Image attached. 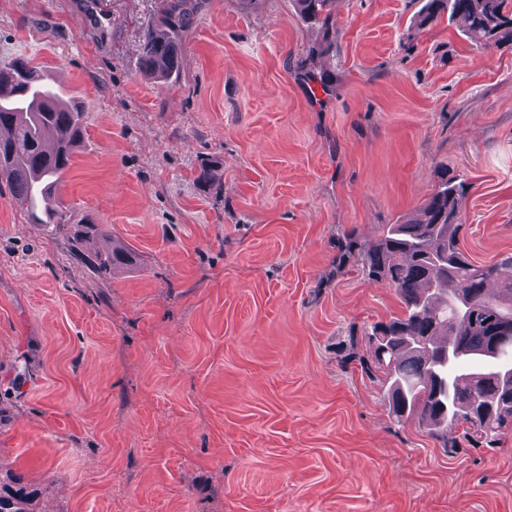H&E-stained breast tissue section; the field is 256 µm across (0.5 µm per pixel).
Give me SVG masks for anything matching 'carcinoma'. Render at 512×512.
I'll use <instances>...</instances> for the list:
<instances>
[{"label":"carcinoma","mask_w":512,"mask_h":512,"mask_svg":"<svg viewBox=\"0 0 512 512\" xmlns=\"http://www.w3.org/2000/svg\"><path fill=\"white\" fill-rule=\"evenodd\" d=\"M300 12L325 33H337L335 0H297ZM160 24L140 44L144 71L154 79L179 66L178 32L193 17L191 0H154ZM485 49L512 46V0H427L414 21L420 34L443 16ZM83 140L81 111L58 104L37 70L22 62L0 68V186L32 208L50 199ZM222 176L218 162L201 166L197 185ZM465 186L444 179L422 210L383 227L369 247L355 235L339 241L335 272L358 267L370 283L394 288L402 313L377 322L365 372L382 374L392 413L413 419L456 453L460 440L495 447L512 432V253L488 264L471 261L460 245L464 224L457 196ZM82 242L105 236L98 224L77 225ZM133 252L114 242L89 256L99 272L132 265ZM0 512H37L34 491L19 475L0 480Z\"/></svg>","instance_id":"obj_1"}]
</instances>
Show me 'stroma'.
Returning <instances> with one entry per match:
<instances>
[{
	"label": "stroma",
	"mask_w": 512,
	"mask_h": 512,
	"mask_svg": "<svg viewBox=\"0 0 512 512\" xmlns=\"http://www.w3.org/2000/svg\"><path fill=\"white\" fill-rule=\"evenodd\" d=\"M424 3L336 0L327 41L295 0H203L158 82L153 0H0V64L83 109L65 223L0 188V476L40 512H512V434L398 423L359 365L397 295L334 272L445 174L468 257L512 253V50L411 37ZM84 219L135 264L95 273Z\"/></svg>",
	"instance_id": "35a3bbf8"
}]
</instances>
